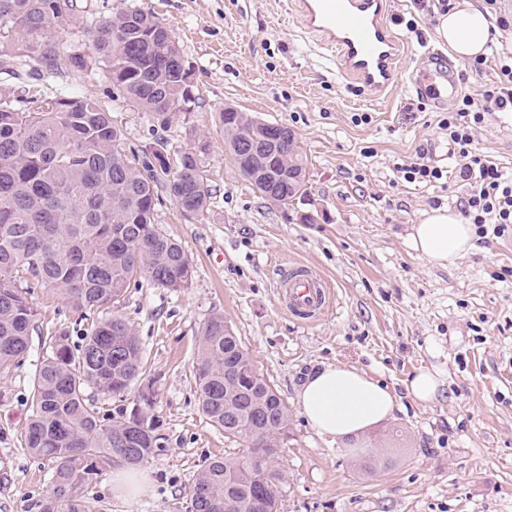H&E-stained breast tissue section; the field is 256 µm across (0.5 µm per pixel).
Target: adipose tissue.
<instances>
[{
  "mask_svg": "<svg viewBox=\"0 0 512 512\" xmlns=\"http://www.w3.org/2000/svg\"><path fill=\"white\" fill-rule=\"evenodd\" d=\"M497 31L490 15L472 0L439 14L436 33L457 59L486 53ZM474 227L445 207L426 212L414 225L411 247L434 265L449 267L474 247ZM302 412L320 434L341 440L365 432L391 416L395 398L365 372L326 366L308 375L298 393Z\"/></svg>",
  "mask_w": 512,
  "mask_h": 512,
  "instance_id": "obj_1",
  "label": "adipose tissue"
}]
</instances>
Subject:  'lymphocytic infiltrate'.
Here are the masks:
<instances>
[{"mask_svg": "<svg viewBox=\"0 0 512 512\" xmlns=\"http://www.w3.org/2000/svg\"><path fill=\"white\" fill-rule=\"evenodd\" d=\"M498 78L479 97L463 96L455 111L441 121L453 153L459 159V177L465 190L461 213L476 229L492 225L494 237L512 234V174L473 147V131L488 112H512V47L500 49Z\"/></svg>", "mask_w": 512, "mask_h": 512, "instance_id": "f902f5d3", "label": "lymphocytic infiltrate"}]
</instances>
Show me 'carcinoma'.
Masks as SVG:
<instances>
[{
  "label": "carcinoma",
  "mask_w": 512,
  "mask_h": 512,
  "mask_svg": "<svg viewBox=\"0 0 512 512\" xmlns=\"http://www.w3.org/2000/svg\"><path fill=\"white\" fill-rule=\"evenodd\" d=\"M90 33L95 65L112 85L111 101L49 84L65 70L89 68L61 30L76 17V0H0V74L26 78L21 91L0 88V370L20 362L36 310L29 289L53 288L77 312L101 317L83 343L64 331L48 338L30 390L23 450L51 463L39 512H102L91 495L102 464L136 466L157 448L153 396L126 402L143 376L140 343L118 307L141 278L159 288L189 287L192 266L176 240L156 224L163 198L185 220L202 221L217 206L200 156L168 154L161 140L127 144L112 117L122 103L170 125L196 103L192 72L155 16L136 0H115ZM230 156L253 141L269 160L263 177L241 166L253 190L291 206L307 196V159L299 142L272 145L246 112H219ZM195 385L204 417L239 446L236 457L208 460L189 493L191 512H279L289 410L252 368L242 339L224 317L204 323ZM93 386L119 398L102 416L86 398ZM261 457L250 475L242 460Z\"/></svg>",
  "instance_id": "cac0c4a2"
}]
</instances>
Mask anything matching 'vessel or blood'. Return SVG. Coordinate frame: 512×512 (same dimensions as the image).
Returning a JSON list of instances; mask_svg holds the SVG:
<instances>
[{
	"instance_id": "1",
	"label": "vessel or blood",
	"mask_w": 512,
	"mask_h": 512,
	"mask_svg": "<svg viewBox=\"0 0 512 512\" xmlns=\"http://www.w3.org/2000/svg\"><path fill=\"white\" fill-rule=\"evenodd\" d=\"M301 26L336 61L339 71L368 94L380 96L400 70L401 44L391 30L388 0H292ZM424 96L454 97L457 85L441 69L412 75ZM278 286L288 312L303 322L319 319L332 305L329 282L303 263L285 267Z\"/></svg>"
}]
</instances>
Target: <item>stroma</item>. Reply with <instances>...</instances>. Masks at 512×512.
<instances>
[{
  "instance_id": "1",
  "label": "stroma",
  "mask_w": 512,
  "mask_h": 512,
  "mask_svg": "<svg viewBox=\"0 0 512 512\" xmlns=\"http://www.w3.org/2000/svg\"><path fill=\"white\" fill-rule=\"evenodd\" d=\"M179 43L198 97L164 127L130 106L114 111L128 144L165 139L169 151L197 148L217 192L205 220L184 221L171 201L157 225L176 239L192 267L189 288L141 281L121 315L139 338L146 379L157 394L158 447L139 466L147 484L116 492L114 466L101 465L93 491L106 512H189V487L205 461L235 452L199 407L195 363L202 324L223 316L255 368L287 402L288 440L280 512H512V237L476 239L474 250L443 268L410 245L425 212L457 209L461 189L438 104L410 90L408 73L449 66L458 90L478 95L499 70L453 59L435 27H405L413 0H389L403 52L390 90L370 98L299 28L290 0H141ZM113 0H78L67 44L88 36ZM227 104L291 129L307 157L308 194L284 207L254 193L224 147L215 119ZM474 148L512 171V117L488 112ZM425 151L437 182L410 183L399 168ZM312 215L300 223L299 213ZM310 264L333 286L335 303L307 324L281 305L280 270ZM38 310L22 362L0 373V512H38L49 463L22 449L30 387L50 331L79 345L92 325L57 291L30 294ZM326 365L364 371L396 396L393 415L355 438L336 441L306 421L297 396ZM435 373L440 394L414 399L409 378Z\"/></svg>"
}]
</instances>
